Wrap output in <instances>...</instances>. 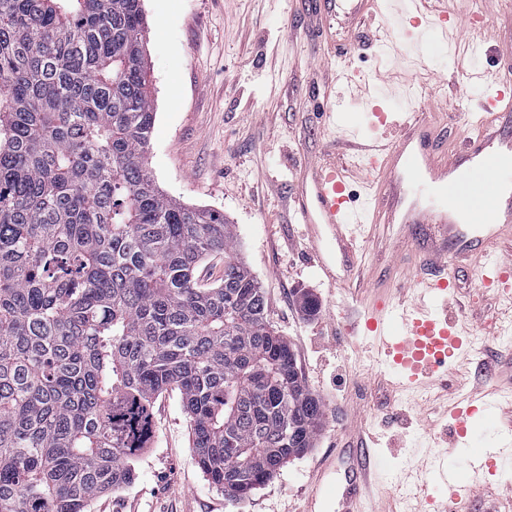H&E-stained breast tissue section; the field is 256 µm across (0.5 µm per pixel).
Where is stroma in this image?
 <instances>
[{
	"label": "stroma",
	"mask_w": 512,
	"mask_h": 512,
	"mask_svg": "<svg viewBox=\"0 0 512 512\" xmlns=\"http://www.w3.org/2000/svg\"><path fill=\"white\" fill-rule=\"evenodd\" d=\"M143 7L156 112L148 169L167 196L220 212L232 224L238 254L323 416L312 448L233 499L197 465L179 390L164 391L134 482L95 500L92 512H338L336 451L361 441L377 463L362 512H433L447 491L423 483L417 466L425 458L455 461L459 478L473 485L464 512H475L481 498L506 501L511 469L478 475L468 467L472 455L506 438L512 417V342L501 339L512 305L496 289L479 287L482 257L448 260L455 278L449 302L480 343L440 368L434 381L401 390L395 379L402 368L381 365L378 341L354 337L350 327L374 295L395 299L410 287L424 230L411 245L401 242L399 225L357 226V275L334 281L342 256L318 253L296 199L313 165L327 163L345 170L347 191L362 207L366 160L335 144L338 130L387 145L408 113L425 105L435 125L447 129L449 150L462 146L481 95L460 92L448 75L474 65L512 81V63L494 51L512 42V13L488 15L485 0H425V12L454 13L457 29L386 44L385 14L359 25L362 46L348 53L347 27L328 23L314 0H144ZM486 16L490 47L472 51L457 30ZM325 110L336 124L322 118ZM306 291L318 301L316 315L303 308ZM466 405L472 432L461 439L452 414Z\"/></svg>",
	"instance_id": "stroma-1"
}]
</instances>
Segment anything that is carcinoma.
Here are the masks:
<instances>
[{
  "mask_svg": "<svg viewBox=\"0 0 512 512\" xmlns=\"http://www.w3.org/2000/svg\"><path fill=\"white\" fill-rule=\"evenodd\" d=\"M142 2L0 0V512H90L129 485L172 387L229 496L321 425L232 225L147 168Z\"/></svg>",
  "mask_w": 512,
  "mask_h": 512,
  "instance_id": "carcinoma-1",
  "label": "carcinoma"
}]
</instances>
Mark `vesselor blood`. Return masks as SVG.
I'll return each instance as SVG.
<instances>
[{
  "instance_id": "vessel-or-blood-1",
  "label": "vessel or blood",
  "mask_w": 512,
  "mask_h": 512,
  "mask_svg": "<svg viewBox=\"0 0 512 512\" xmlns=\"http://www.w3.org/2000/svg\"><path fill=\"white\" fill-rule=\"evenodd\" d=\"M327 16L352 21L364 16L375 0H320ZM426 18L414 17L407 0H396L395 29L398 34L429 26ZM484 111L496 113L498 128L476 122L466 149L449 153L446 131L426 117L406 120L394 144L375 148L367 167L370 192L362 216L369 224H399L404 233L431 227L418 265L427 273L419 284L421 297L429 301L450 294L454 280L448 273L444 242L456 252H482L484 262L479 285L507 284L512 280V262L488 252L504 228L512 225V84L503 83L487 97ZM299 212L310 228L326 225L334 246L351 248L354 222L346 185L335 167L318 165L310 184L297 200ZM427 305L396 310L401 326L399 340L384 338L380 317L364 316L359 335L383 337V360L405 366L409 381L432 377L448 357L461 349L465 329L455 320L440 317ZM344 482L340 487L339 512H359V503L370 476L367 449L345 448Z\"/></svg>"
}]
</instances>
